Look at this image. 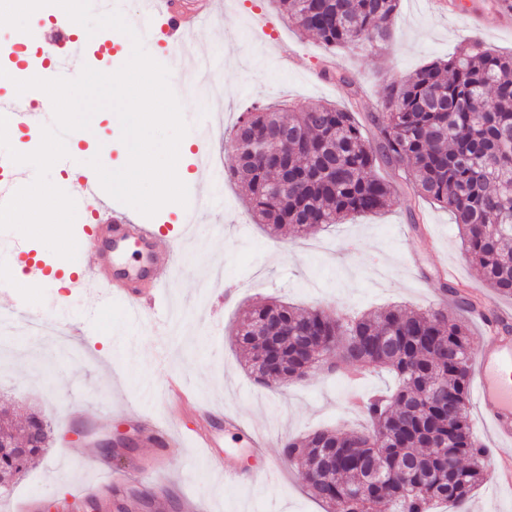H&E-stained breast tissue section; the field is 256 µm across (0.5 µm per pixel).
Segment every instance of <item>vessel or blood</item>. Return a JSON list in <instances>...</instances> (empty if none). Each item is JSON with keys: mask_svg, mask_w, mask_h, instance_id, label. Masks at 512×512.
<instances>
[{"mask_svg": "<svg viewBox=\"0 0 512 512\" xmlns=\"http://www.w3.org/2000/svg\"><path fill=\"white\" fill-rule=\"evenodd\" d=\"M157 10L141 14L138 32L150 34L162 29L174 65H181L186 39L201 28L207 13H188L174 7L172 0H158ZM49 44L68 55L82 54L85 38L75 36L72 29L56 26L50 30ZM62 166L72 169L74 177L69 183V194L77 205L102 202L109 211L107 221L90 225L80 246V263L60 276L62 298L74 295L85 297L87 311L93 312L118 299L129 314L139 318L154 316L158 324H166L167 315L157 300L164 287L176 273V252L160 244L156 225L129 215L114 199L105 193L93 174L78 173L77 157L62 159ZM130 253L142 260L135 269L121 267L119 260ZM475 390L481 413L489 430L502 442H512V336L487 327L481 346L475 351ZM189 440L205 452L210 472L224 476L225 480L248 482L249 474L239 472L230 454L221 450L225 435L247 437L250 447L262 450L265 439L247 431L244 422L234 412L223 417L193 415L185 431Z\"/></svg>", "mask_w": 512, "mask_h": 512, "instance_id": "1", "label": "vessel or blood"}]
</instances>
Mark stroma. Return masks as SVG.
<instances>
[{
    "mask_svg": "<svg viewBox=\"0 0 512 512\" xmlns=\"http://www.w3.org/2000/svg\"><path fill=\"white\" fill-rule=\"evenodd\" d=\"M456 2L459 11L439 14L430 10L428 0H400L394 38L386 48L375 54H331L311 35L288 25L274 0H231L225 18L215 19L212 33L197 36L194 43L197 52L217 61L219 100L202 112L182 87L179 72H172L171 86L193 128L205 127L215 112L223 116L225 127L232 126L239 112L254 104H331L354 112L371 137L376 130L370 115L378 109L385 81L448 58L474 37L488 50L512 52V22L502 23L492 0ZM260 15L273 22L272 33L255 26ZM281 44L297 54L291 67L278 62ZM338 66L348 72L350 83L322 78L323 70ZM91 133L114 166L122 167L128 152L117 115L97 112ZM213 150L224 179L204 189L214 202L199 214L211 239L190 243L191 229L182 222L181 208L161 209L152 218L163 244L179 247L186 258L162 294L164 304L180 307L184 322L179 332L155 335L151 322H131L118 302L86 317L83 300L61 301L50 283L19 289L25 252L52 267L65 261L38 240L0 231V270L7 272L0 312L21 291L29 315L60 327L84 319L92 325L91 335L71 342L69 353L21 338L13 353L0 358V408L21 417L37 410L52 429L50 448L22 473L8 496L0 497V512H20L25 501L30 512H46L47 503L72 497L75 487H100V470L109 461L98 441L118 432L135 440L125 451L123 468L158 469L162 479L153 485L133 480L117 488L101 487L111 503L109 512L126 507L182 512L185 494L205 501L209 512H326L302 484L296 466L285 463V442L319 428L345 433L359 428L363 418L355 396L391 388L394 379L384 371L354 377L325 369L296 383L263 387L247 367L246 353L235 345L233 332L243 311L270 298L302 309L332 306L355 315L396 304L435 307L437 272L445 266L470 292L490 294L467 264L447 210L401 194L381 213L354 216L315 237H282L254 223L237 183L228 177L223 130L216 131ZM161 357L185 378L200 412L230 410L260 430L268 445L263 457H253L243 438L227 439L225 447L237 462L259 471L271 462L282 465L274 480L228 485L202 467L198 449L186 445L159 451L149 438V424L173 432L188 422L183 414L170 413L162 395L135 400L155 379Z\"/></svg>",
    "mask_w": 512,
    "mask_h": 512,
    "instance_id": "35a3bbf8",
    "label": "stroma"
}]
</instances>
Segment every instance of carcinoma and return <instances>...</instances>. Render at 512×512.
Masks as SVG:
<instances>
[{"mask_svg": "<svg viewBox=\"0 0 512 512\" xmlns=\"http://www.w3.org/2000/svg\"><path fill=\"white\" fill-rule=\"evenodd\" d=\"M278 2L290 23L331 53L383 49L399 7V0ZM379 101L373 142L352 112L333 105H252L239 113L225 149L256 223L307 237L350 215L377 213L395 189L376 168L407 160L408 194L447 209L466 260L492 291L512 296V53L470 40L448 59L384 83ZM442 288L479 309L465 285ZM235 341L253 361L275 351L274 372L291 378L333 352L338 371L394 373V391L362 401L367 430H317L284 445L332 512H431L438 503L467 512L487 462L469 422L473 345L463 318L434 307L351 317L271 300L245 310ZM50 443L40 414L23 422L0 414V495Z\"/></svg>", "mask_w": 512, "mask_h": 512, "instance_id": "obj_1", "label": "carcinoma"}]
</instances>
